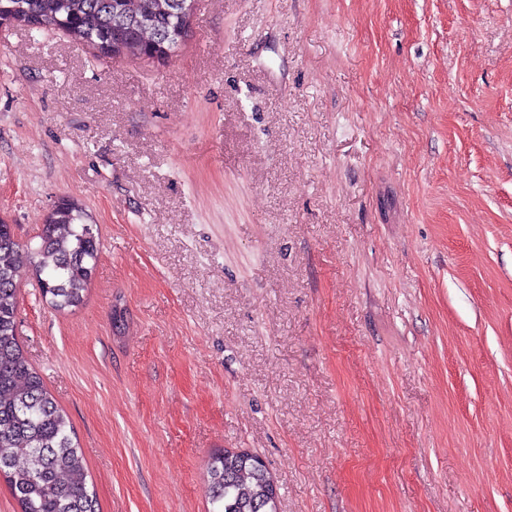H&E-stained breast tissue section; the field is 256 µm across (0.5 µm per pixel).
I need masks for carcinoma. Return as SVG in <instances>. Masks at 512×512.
<instances>
[{"mask_svg":"<svg viewBox=\"0 0 512 512\" xmlns=\"http://www.w3.org/2000/svg\"><path fill=\"white\" fill-rule=\"evenodd\" d=\"M183 0H0V21L74 37L98 60H156L161 40L186 25ZM36 246L0 223V475L20 512H99L70 422L28 363L17 339V290L23 252L34 258L42 294L58 310L84 300L98 239L82 207L57 204ZM209 512H277L270 474L241 456L216 453L206 466Z\"/></svg>","mask_w":512,"mask_h":512,"instance_id":"1","label":"carcinoma"}]
</instances>
